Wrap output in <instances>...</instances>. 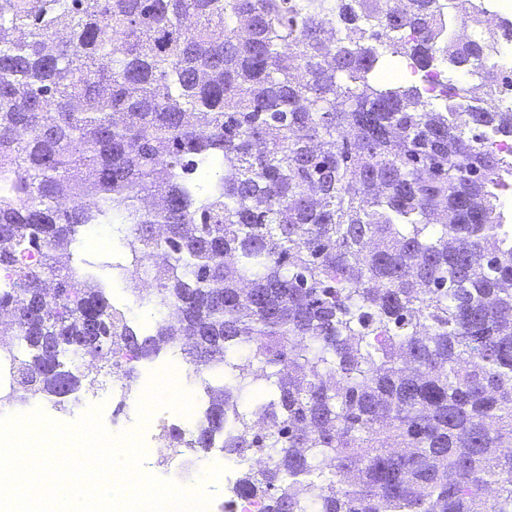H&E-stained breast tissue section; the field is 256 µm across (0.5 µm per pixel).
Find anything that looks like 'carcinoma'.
<instances>
[{"label":"carcinoma","instance_id":"1","mask_svg":"<svg viewBox=\"0 0 512 512\" xmlns=\"http://www.w3.org/2000/svg\"><path fill=\"white\" fill-rule=\"evenodd\" d=\"M474 0H0V309L20 397L178 350L188 443L268 512H512V108ZM470 78L434 108L381 50ZM108 224L158 316L80 275ZM38 251L36 265L21 261ZM251 393L254 407L239 409Z\"/></svg>","mask_w":512,"mask_h":512}]
</instances>
